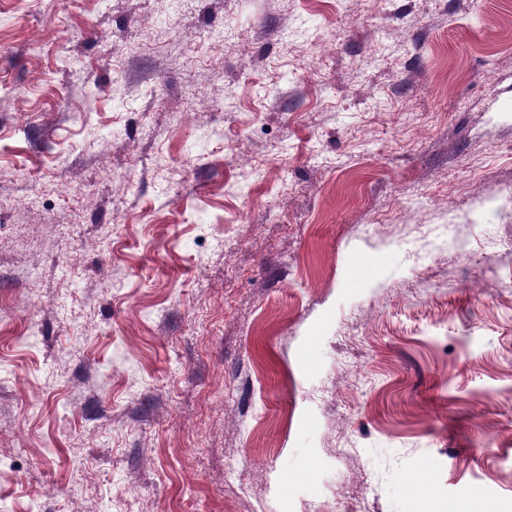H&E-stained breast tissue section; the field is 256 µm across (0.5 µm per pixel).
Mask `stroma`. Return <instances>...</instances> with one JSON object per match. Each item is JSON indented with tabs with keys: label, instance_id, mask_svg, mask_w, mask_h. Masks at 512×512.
<instances>
[{
	"label": "stroma",
	"instance_id": "stroma-1",
	"mask_svg": "<svg viewBox=\"0 0 512 512\" xmlns=\"http://www.w3.org/2000/svg\"><path fill=\"white\" fill-rule=\"evenodd\" d=\"M0 323V512H512V0H0Z\"/></svg>",
	"mask_w": 512,
	"mask_h": 512
}]
</instances>
